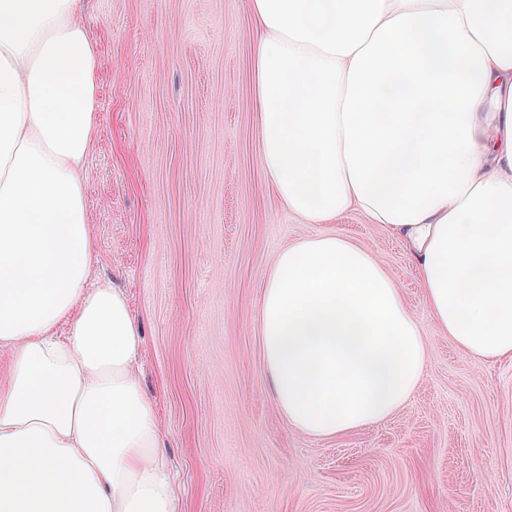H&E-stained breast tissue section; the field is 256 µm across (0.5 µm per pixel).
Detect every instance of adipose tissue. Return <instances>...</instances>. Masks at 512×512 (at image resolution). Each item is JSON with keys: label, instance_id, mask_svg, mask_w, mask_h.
Wrapping results in <instances>:
<instances>
[{"label": "adipose tissue", "instance_id": "ef3b65f1", "mask_svg": "<svg viewBox=\"0 0 512 512\" xmlns=\"http://www.w3.org/2000/svg\"><path fill=\"white\" fill-rule=\"evenodd\" d=\"M84 0H0V512H177L141 327L97 251ZM260 163L289 212L356 211L410 253L463 354L512 358V0H249ZM258 309L275 403L336 437L387 420L427 345L383 263L329 233L283 249Z\"/></svg>", "mask_w": 512, "mask_h": 512}]
</instances>
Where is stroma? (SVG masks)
<instances>
[{
    "label": "stroma",
    "instance_id": "obj_1",
    "mask_svg": "<svg viewBox=\"0 0 512 512\" xmlns=\"http://www.w3.org/2000/svg\"><path fill=\"white\" fill-rule=\"evenodd\" d=\"M99 135L84 178L90 279L125 292L143 329L179 512H512V358L487 364L439 334L414 266L350 212L307 224L260 165L248 0H87ZM338 233L383 263L428 344V368L387 421L342 437L288 426L257 312L262 271Z\"/></svg>",
    "mask_w": 512,
    "mask_h": 512
}]
</instances>
